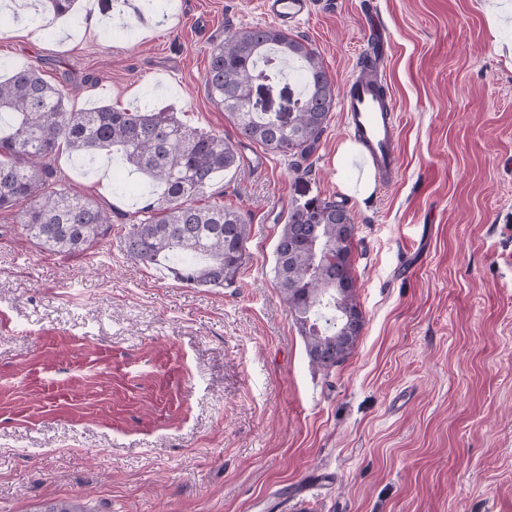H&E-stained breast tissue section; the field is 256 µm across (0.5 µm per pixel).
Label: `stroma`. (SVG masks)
<instances>
[{"label": "stroma", "mask_w": 512, "mask_h": 512, "mask_svg": "<svg viewBox=\"0 0 512 512\" xmlns=\"http://www.w3.org/2000/svg\"><path fill=\"white\" fill-rule=\"evenodd\" d=\"M0 16V78L37 66L84 111L151 101L224 136L237 168L206 197L251 224L234 288H192L130 260L126 189L67 149L53 162L112 232L79 256L36 248L0 212V512H512V0H315L295 32L336 89L358 77L367 18L400 120L396 182L361 192L334 107L300 175L241 139L203 75L226 29L267 25L258 0H77L62 32ZM105 16L91 26V13ZM358 226L364 328L311 365L274 277L300 199Z\"/></svg>", "instance_id": "35a3bbf8"}]
</instances>
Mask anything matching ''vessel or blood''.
I'll return each mask as SVG.
<instances>
[{"mask_svg": "<svg viewBox=\"0 0 512 512\" xmlns=\"http://www.w3.org/2000/svg\"><path fill=\"white\" fill-rule=\"evenodd\" d=\"M312 5L313 0H262L264 15L285 29L295 27ZM342 110L346 128L361 148V163L383 185L392 184L398 175L400 128L390 94L355 78L345 85Z\"/></svg>", "mask_w": 512, "mask_h": 512, "instance_id": "1", "label": "vessel or blood"}]
</instances>
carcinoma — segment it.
Returning <instances> with one entry per match:
<instances>
[{"instance_id": "cac0c4a2", "label": "carcinoma", "mask_w": 512, "mask_h": 512, "mask_svg": "<svg viewBox=\"0 0 512 512\" xmlns=\"http://www.w3.org/2000/svg\"><path fill=\"white\" fill-rule=\"evenodd\" d=\"M302 63L304 93L286 112H256L253 91L279 80L277 60ZM208 97L239 135L274 152L307 161L327 129L335 87L308 41L275 26L229 30L209 51L203 76ZM0 212H17L22 233L41 250L82 255L112 231L110 213L54 178L64 146L92 163L118 153L123 163L163 186L142 202L121 244L127 257L166 269L191 287L232 288L245 262L251 224L237 208L198 204L217 174L239 157L224 136L203 131L146 103L80 112L64 105V89L29 66L0 80ZM357 224L346 206L313 196L288 211L274 251L282 300L303 336L311 363H344L364 327L352 271Z\"/></svg>"}]
</instances>
